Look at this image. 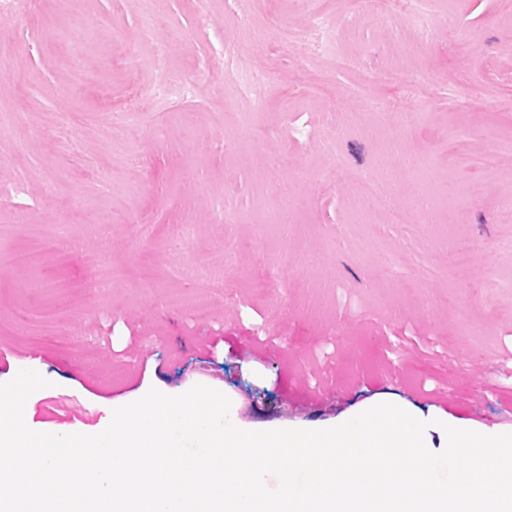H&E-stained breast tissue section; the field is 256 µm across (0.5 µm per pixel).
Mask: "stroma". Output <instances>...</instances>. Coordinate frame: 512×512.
I'll use <instances>...</instances> for the list:
<instances>
[{
	"mask_svg": "<svg viewBox=\"0 0 512 512\" xmlns=\"http://www.w3.org/2000/svg\"><path fill=\"white\" fill-rule=\"evenodd\" d=\"M316 12L346 66L294 54ZM0 29V383L49 380L29 428L202 384L245 430L389 402L434 452L444 421L512 432V0H37ZM228 44L269 86L211 67ZM172 75L194 95L156 105Z\"/></svg>",
	"mask_w": 512,
	"mask_h": 512,
	"instance_id": "1",
	"label": "stroma"
}]
</instances>
